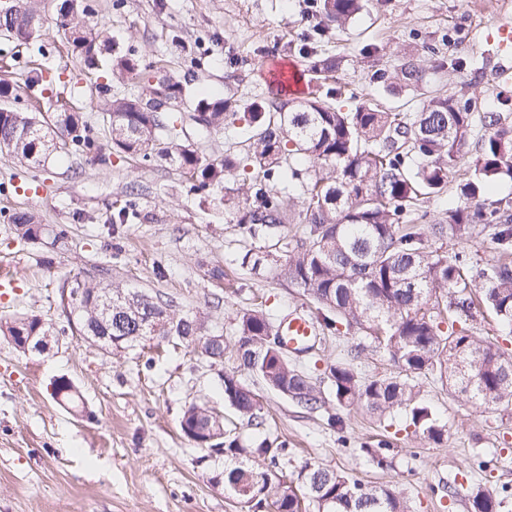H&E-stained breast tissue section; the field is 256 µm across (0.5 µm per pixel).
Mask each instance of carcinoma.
<instances>
[{"mask_svg":"<svg viewBox=\"0 0 512 512\" xmlns=\"http://www.w3.org/2000/svg\"><path fill=\"white\" fill-rule=\"evenodd\" d=\"M365 0H322L327 24L314 30L309 41L339 29L361 13ZM89 0H62L57 25L67 43L88 70L106 69L118 77L139 75V60L113 51L112 35L92 21ZM43 19L26 0H18L11 19L0 21V32L20 43L39 37ZM303 52L308 69L323 80L333 78L338 66L312 48ZM161 73L151 69L142 93H117L106 103L104 122L116 153L143 160L161 159L175 166L201 190L224 189L227 177L245 162L262 170L245 188L247 232L272 240L287 216L290 196L301 199L298 223L303 235L280 261L272 252L246 253L241 265L259 275L266 269L303 289L316 304L312 316L327 331L356 330L381 346L406 378L365 379L354 361L363 351L356 345L351 358L329 367L326 375L336 404L360 407L378 419L399 418L405 428L426 440L440 443L446 425L436 410L420 397L409 378L435 371L449 387L479 406L512 401V354L472 335H459L455 325L477 311L492 314L506 334H512V199L487 202L488 188L500 177L512 178V124L501 109L475 112L460 107L461 99L433 95L419 112H386L370 104L344 111L315 97L299 101L280 98L250 104L238 115L239 104L227 97L195 93L188 83L168 76V94L194 107L192 119L203 132L224 129V122L240 117L249 132L246 154L226 152L207 158L178 143V118L151 104V79ZM393 78L406 86L427 82L417 57L402 56ZM72 144L85 154L106 161L91 130L76 111L54 112L45 117L0 106V150L20 165H39L58 148ZM474 149L473 175L457 186L463 205L450 208L428 224L424 203L448 187L464 157ZM18 238L36 243L47 232L35 215L16 211L9 217ZM432 236L468 233L474 229L497 245V260L483 267L470 264L461 252L428 245L424 226ZM134 306H112V323L100 324L88 309L76 313V328L85 336L138 335L137 317L149 312L158 319V335L185 336V343L220 357L223 350L208 344L197 320L181 315L160 298L111 283ZM239 338L235 351L244 369L260 376L273 390L306 405L318 401L309 377L288 364L279 349L267 344L273 334L272 317L259 310L236 315ZM16 346L21 337L44 335L47 327L37 315H26L0 326ZM224 401L239 416L253 422L261 418L257 395L237 378H222ZM187 426L210 427L224 433V418L198 404L183 414ZM248 452L272 466L286 456V448L266 440L249 450L236 440L224 442V490L254 512H302L303 502L315 503L318 512H411L404 492L390 486L365 484L347 475L311 463L297 473L298 486L271 479L237 463ZM380 469L390 466L388 448L361 449ZM469 512H501L502 500L478 484L455 487Z\"/></svg>","mask_w":512,"mask_h":512,"instance_id":"obj_1","label":"carcinoma"}]
</instances>
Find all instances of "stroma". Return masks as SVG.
Listing matches in <instances>:
<instances>
[{
    "mask_svg": "<svg viewBox=\"0 0 512 512\" xmlns=\"http://www.w3.org/2000/svg\"><path fill=\"white\" fill-rule=\"evenodd\" d=\"M59 0H37L44 20L38 39L46 52L43 79L27 86L32 47L0 35V53L13 57L0 80L21 88L11 107L83 112L94 135L103 136L101 107L122 91L137 90L139 77L118 83L86 74L82 59L67 52L56 25ZM97 21L121 48L143 64L188 75L203 89L249 103L281 93L276 63L301 70L303 94L324 97L327 82L306 73L299 48L315 24L305 0H91ZM512 19V0H369L345 29L331 31L322 51L341 60L336 74L340 104L355 108L373 100L383 110L420 111L427 96L472 99L476 110L512 96V84L496 79L498 25ZM427 70L428 83L397 87L371 82L392 70L406 51ZM185 141L209 157L239 141L243 122L200 137L190 104L173 108ZM132 205L139 218L113 224ZM29 211L51 229L66 230L68 243L51 237L17 240L6 214ZM261 242L237 222L215 193L192 189L179 170L117 154L107 162L67 148L43 165L22 168L0 152V276L12 284L0 294V321L35 314L52 323L49 350L22 351L0 335V512H248L223 486L214 485L224 458L197 446L181 429L193 403L220 411L242 446L263 439L287 441L288 455L272 478L294 479L304 463L345 473L370 485L399 486L412 512H468L448 489L470 480L506 494L512 512V403L483 408L454 393L436 376L421 378L420 394L448 425L436 444L414 436L400 422L386 425L361 410L339 411L326 380L330 364L343 360L360 334L328 333L307 354L288 360L310 377L319 402L305 408L243 369L233 349L237 312H311L302 288L273 272L257 276L242 267ZM109 264L126 287L172 300L196 317L205 336L223 337L216 363L183 344L154 341L107 352L73 325L63 294L74 277L88 278ZM235 374L258 397L260 425L248 424L224 401L221 378ZM69 378L77 404L52 395L54 378ZM344 426H330L331 415ZM389 441L390 468L370 465L363 445Z\"/></svg>",
    "mask_w": 512,
    "mask_h": 512,
    "instance_id": "35a3bbf8",
    "label": "stroma"
}]
</instances>
